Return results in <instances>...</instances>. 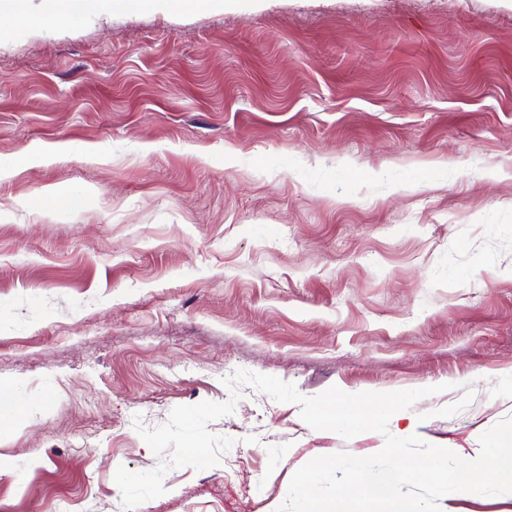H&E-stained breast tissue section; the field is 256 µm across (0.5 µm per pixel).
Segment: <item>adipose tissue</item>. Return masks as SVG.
<instances>
[{
    "instance_id": "adipose-tissue-1",
    "label": "adipose tissue",
    "mask_w": 512,
    "mask_h": 512,
    "mask_svg": "<svg viewBox=\"0 0 512 512\" xmlns=\"http://www.w3.org/2000/svg\"><path fill=\"white\" fill-rule=\"evenodd\" d=\"M45 3V9L37 15L30 9V0H0V27L23 22L35 28L47 20L71 24L92 14L109 13L129 7L156 10L220 8L223 7L224 0H45Z\"/></svg>"
}]
</instances>
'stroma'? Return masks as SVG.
<instances>
[{
	"instance_id": "obj_1",
	"label": "stroma",
	"mask_w": 512,
	"mask_h": 512,
	"mask_svg": "<svg viewBox=\"0 0 512 512\" xmlns=\"http://www.w3.org/2000/svg\"><path fill=\"white\" fill-rule=\"evenodd\" d=\"M64 147L27 168L36 145ZM96 155H88V148ZM0 512H125L138 433L236 370L411 409L475 448L512 418V7L245 0L0 32ZM56 196H46V189ZM217 465L135 512H269L384 438L252 388ZM441 512H512L466 493Z\"/></svg>"
}]
</instances>
